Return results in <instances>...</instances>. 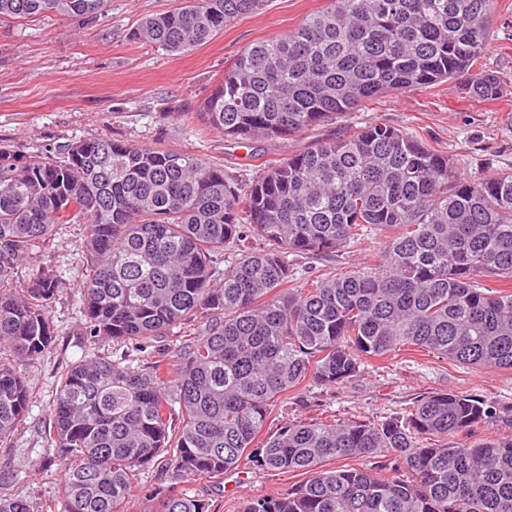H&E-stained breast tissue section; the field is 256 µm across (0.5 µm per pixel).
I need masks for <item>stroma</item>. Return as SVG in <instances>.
Instances as JSON below:
<instances>
[{"label":"stroma","mask_w":512,"mask_h":512,"mask_svg":"<svg viewBox=\"0 0 512 512\" xmlns=\"http://www.w3.org/2000/svg\"><path fill=\"white\" fill-rule=\"evenodd\" d=\"M326 2L267 0L261 11L231 21L207 43L177 54L133 40L131 34L143 18L171 10L179 0H108L106 10L90 21L38 16L0 22V146L28 157L59 153L79 139H117L135 147L192 153L223 165L228 175L252 178L265 161L380 122L419 131L448 154L462 177L474 180L489 169L512 167V0H498L489 43L474 64L475 70L501 76L499 100H480L459 82L447 81L386 95L333 124L288 139H259L245 148L188 121V113L243 47L294 30ZM84 238L83 225L60 226L17 270L21 282L48 261L60 272L49 314L55 342L22 365L29 406L20 426L0 440V475L6 478L0 495L27 500L31 512L64 509L62 469L48 450L49 415L64 370L97 355H123L135 365L154 349L149 341L116 343L85 336L80 291L88 265ZM377 252V241L369 238L333 254L292 255L288 262L304 281L373 263ZM444 390L480 396L496 410L486 433H512V370L471 367L419 349L365 359L357 376L336 387L305 388L302 404H279L266 429L299 420L376 419L404 412L418 397ZM306 479L301 471L244 464L221 476L186 477L174 462L159 461L142 470L128 512H159L164 498L181 492L204 501L208 512H237L242 497L284 492Z\"/></svg>","instance_id":"obj_1"}]
</instances>
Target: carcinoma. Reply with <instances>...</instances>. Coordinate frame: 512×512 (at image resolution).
<instances>
[{
	"label": "carcinoma",
	"mask_w": 512,
	"mask_h": 512,
	"mask_svg": "<svg viewBox=\"0 0 512 512\" xmlns=\"http://www.w3.org/2000/svg\"><path fill=\"white\" fill-rule=\"evenodd\" d=\"M496 2L329 0L298 28L245 46L196 118L249 144L458 79L486 46ZM107 3L0 0V19H93ZM265 3L185 0L145 18L134 39L182 53ZM468 90L495 101L501 77L481 72ZM63 224L85 225V335L161 343L213 316L204 334L150 362L99 356L61 375L49 451L64 512H126L140 470L164 453L185 476L243 460L308 474L238 512H512V434L477 436L493 407L476 395L433 392L383 419L296 421L255 442L289 393L347 382L364 359L401 347L512 370V288L490 287L512 285V169L465 180L420 132L383 123L314 142L244 183L194 154L117 140L80 139L61 158L0 148V438L28 408L20 366L52 347L59 285L50 263L22 286L15 269ZM248 232L266 248L211 286L212 259ZM370 236L375 263L293 287L287 255ZM349 459L376 468H323ZM160 512L205 503L173 494Z\"/></svg>",
	"instance_id": "cac0c4a2"
}]
</instances>
